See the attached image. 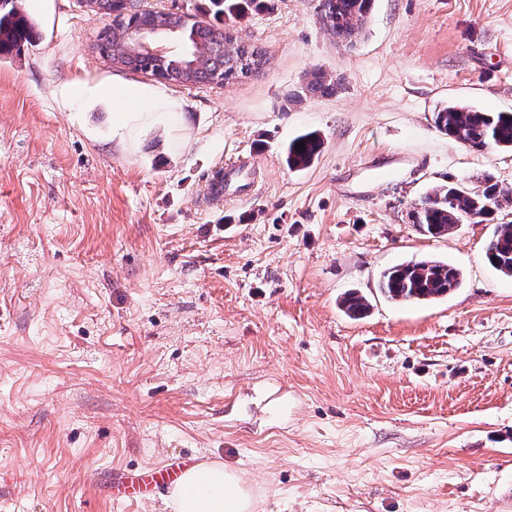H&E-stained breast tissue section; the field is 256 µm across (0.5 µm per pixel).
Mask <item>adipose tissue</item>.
I'll use <instances>...</instances> for the list:
<instances>
[{
    "mask_svg": "<svg viewBox=\"0 0 512 512\" xmlns=\"http://www.w3.org/2000/svg\"><path fill=\"white\" fill-rule=\"evenodd\" d=\"M112 100L113 125L137 132L154 125L160 112L172 105L164 91L138 85L105 89ZM165 503L169 512H251L252 497L235 470L221 462H201L187 470L169 489Z\"/></svg>",
    "mask_w": 512,
    "mask_h": 512,
    "instance_id": "ef3b65f1",
    "label": "adipose tissue"
}]
</instances>
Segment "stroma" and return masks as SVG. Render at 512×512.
Instances as JSON below:
<instances>
[{
    "label": "stroma",
    "mask_w": 512,
    "mask_h": 512,
    "mask_svg": "<svg viewBox=\"0 0 512 512\" xmlns=\"http://www.w3.org/2000/svg\"><path fill=\"white\" fill-rule=\"evenodd\" d=\"M318 4L235 23L260 66L164 84L172 114L122 151L100 89L155 78L99 52L100 12L17 0L36 37L0 60V512H166L103 486L188 455L234 468L253 512H512V278L484 255L512 202L443 238L409 219L436 186L512 188L511 151L432 119L512 111V0H375L351 47ZM316 70L335 92L294 102ZM308 131L322 152L289 170ZM240 160L254 188L201 205ZM423 257L461 287L379 295ZM351 289L367 317L339 311ZM298 143H304L303 151L296 149ZM323 142L316 132H305L291 140L284 149L288 168L297 171L308 168L322 151ZM462 284L456 266L434 258L410 259L381 271L379 294L399 302H431L447 297Z\"/></svg>",
    "instance_id": "obj_1"
}]
</instances>
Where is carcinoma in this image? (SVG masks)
Listing matches in <instances>:
<instances>
[{
  "instance_id": "1",
  "label": "carcinoma",
  "mask_w": 512,
  "mask_h": 512,
  "mask_svg": "<svg viewBox=\"0 0 512 512\" xmlns=\"http://www.w3.org/2000/svg\"><path fill=\"white\" fill-rule=\"evenodd\" d=\"M211 14L219 26L208 22H193V40L224 45V66L216 71L209 61L194 72V82H202L201 74L210 72L209 81L227 76L239 68L246 54L261 62L262 52L252 46L236 44L229 34V23L242 19L250 9L261 7L265 0H209ZM373 5V0H321L323 23L337 41L351 45L362 30ZM127 28L118 24L103 31L98 38L101 53L112 54V47ZM33 23L20 13L15 0L0 5V59L10 55L13 48L30 37ZM332 90L324 74L315 72L313 78L300 87L298 95L326 93ZM435 128L450 137L482 152L489 148L512 151V113L485 112L470 105L450 104L433 115ZM304 144L303 150L296 145ZM323 142L315 132H305L291 140L284 149L288 168L297 171L308 168L322 151ZM512 200V190L499 184L490 174L480 178L475 188L438 186L415 202L409 213L410 220L424 235L439 238L448 235L460 224L482 223ZM485 258L498 273L512 277V224L495 226L486 245ZM462 284V273L456 266L434 258L410 259L381 271L377 289L379 294L399 302H431L442 299ZM340 310L352 319L370 312V301L357 291L343 294Z\"/></svg>"
}]
</instances>
